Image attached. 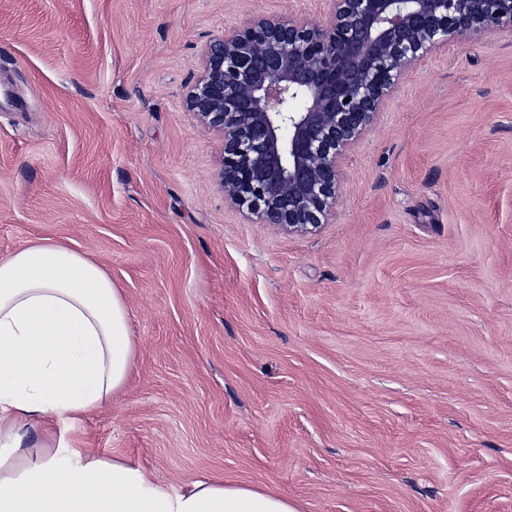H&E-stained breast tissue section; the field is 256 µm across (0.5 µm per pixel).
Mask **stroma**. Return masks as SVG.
Masks as SVG:
<instances>
[{
	"label": "stroma",
	"mask_w": 512,
	"mask_h": 512,
	"mask_svg": "<svg viewBox=\"0 0 512 512\" xmlns=\"http://www.w3.org/2000/svg\"><path fill=\"white\" fill-rule=\"evenodd\" d=\"M329 0H0V256L49 238L122 288L112 401L42 423L176 489L301 512H512V32L407 71L327 224L225 196L188 112L206 43Z\"/></svg>",
	"instance_id": "1"
}]
</instances>
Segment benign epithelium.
Listing matches in <instances>:
<instances>
[{"label": "benign epithelium", "mask_w": 512, "mask_h": 512, "mask_svg": "<svg viewBox=\"0 0 512 512\" xmlns=\"http://www.w3.org/2000/svg\"><path fill=\"white\" fill-rule=\"evenodd\" d=\"M512 31V0H331L328 21L259 15L212 39L188 111L224 133V195L305 235L335 212L341 163L410 67L463 36Z\"/></svg>", "instance_id": "benign-epithelium-1"}]
</instances>
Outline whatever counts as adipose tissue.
<instances>
[{"mask_svg": "<svg viewBox=\"0 0 512 512\" xmlns=\"http://www.w3.org/2000/svg\"><path fill=\"white\" fill-rule=\"evenodd\" d=\"M133 359L124 295L101 266L48 239L0 257V512H300L265 488L209 478L175 490L123 458L30 435L108 404Z\"/></svg>", "mask_w": 512, "mask_h": 512, "instance_id": "adipose-tissue-1", "label": "adipose tissue"}]
</instances>
